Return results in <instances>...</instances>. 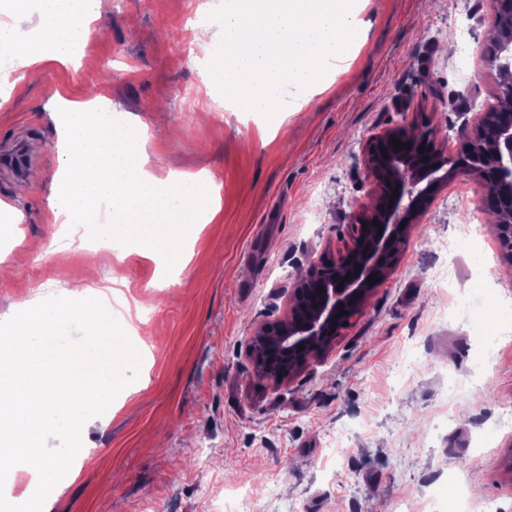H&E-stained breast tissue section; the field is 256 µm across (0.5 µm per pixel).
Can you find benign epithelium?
Returning <instances> with one entry per match:
<instances>
[{
  "instance_id": "benign-epithelium-1",
  "label": "benign epithelium",
  "mask_w": 512,
  "mask_h": 512,
  "mask_svg": "<svg viewBox=\"0 0 512 512\" xmlns=\"http://www.w3.org/2000/svg\"><path fill=\"white\" fill-rule=\"evenodd\" d=\"M510 14L509 0H494L492 12L483 18L507 52L505 58L487 54L483 60L503 71L512 70V25L505 24ZM493 114L497 116L496 129L485 145L481 134ZM464 126L475 134L463 137L462 147L455 153L437 147V132L426 124L386 128L365 142V170L374 179L383 178L379 201L350 213L352 244L346 251L334 259L311 263L293 282L288 289V317L256 329L250 349L262 364L259 373L264 378L281 384L300 370L311 354L332 345L339 330L378 287L368 282L369 276L385 279L398 258L407 228L418 223L434 194L448 181L473 175L487 190L512 196V188L503 184L505 174L512 173V84L501 85L496 105L488 112L476 113ZM394 139L401 143V150L393 147ZM342 310L346 314H340Z\"/></svg>"
}]
</instances>
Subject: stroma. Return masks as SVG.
<instances>
[{"mask_svg": "<svg viewBox=\"0 0 512 512\" xmlns=\"http://www.w3.org/2000/svg\"><path fill=\"white\" fill-rule=\"evenodd\" d=\"M218 0L182 19L179 0H110L84 51L15 67L0 98V151L21 143L22 178L0 168V203L23 224L0 231V318L36 300L69 303L87 281L112 307V346L138 334L144 361L114 369L108 399L82 437L94 451L78 477L58 475L50 512H211L250 491L253 512H512V257L481 202L458 177L407 234L396 265L325 354L291 380L261 379L248 349L261 323L285 318L308 265L350 243L348 216L374 204L360 154L372 133L411 120L456 152L465 113L496 103L500 78L479 56L493 0H354L364 27L354 59L327 87L286 90L301 103L261 134L265 118L212 100L197 42L218 31ZM193 32L185 41L183 28ZM105 98L140 123L159 175H209L216 218L194 228V255L163 274L153 260L67 242L48 219L64 162L53 114L60 99ZM485 309L452 315L455 296ZM350 436L345 455L327 437Z\"/></svg>", "mask_w": 512, "mask_h": 512, "instance_id": "1", "label": "stroma"}]
</instances>
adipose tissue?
Instances as JSON below:
<instances>
[{
	"label": "adipose tissue",
	"mask_w": 512,
	"mask_h": 512,
	"mask_svg": "<svg viewBox=\"0 0 512 512\" xmlns=\"http://www.w3.org/2000/svg\"><path fill=\"white\" fill-rule=\"evenodd\" d=\"M109 0H42L38 35L19 24L0 27V47L29 64L73 54L91 34L90 23ZM79 305L54 308L24 302L0 336V489L11 498V512H50L40 493L59 470L46 445L48 436L80 435L89 423L83 407L106 396V371L115 361H137L141 346L112 350V332L101 300L87 287L75 290ZM77 323L84 331L80 354L61 361L46 336L54 325Z\"/></svg>",
	"instance_id": "1"
}]
</instances>
